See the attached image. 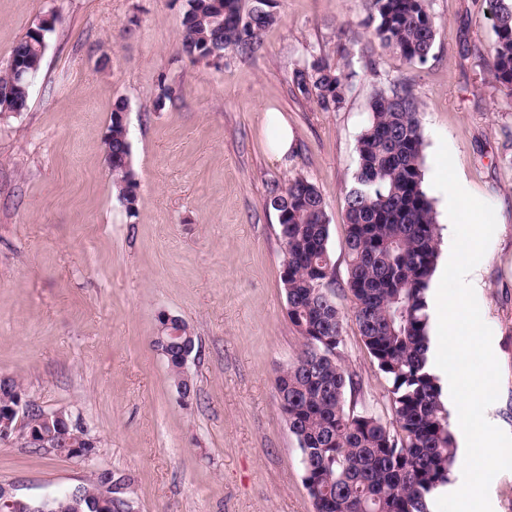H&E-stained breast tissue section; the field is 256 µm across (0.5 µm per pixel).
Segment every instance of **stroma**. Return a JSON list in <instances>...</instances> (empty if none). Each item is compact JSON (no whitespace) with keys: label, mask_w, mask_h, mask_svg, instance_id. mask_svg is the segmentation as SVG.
Returning a JSON list of instances; mask_svg holds the SVG:
<instances>
[{"label":"stroma","mask_w":512,"mask_h":512,"mask_svg":"<svg viewBox=\"0 0 512 512\" xmlns=\"http://www.w3.org/2000/svg\"><path fill=\"white\" fill-rule=\"evenodd\" d=\"M184 0H0V71L40 19L52 21L23 112L0 114V375L27 400L79 417L95 467L0 443V483L23 497L89 484L95 468L131 480L137 512H315L275 388L301 340L280 279L284 244L274 188L310 179L326 203L329 249L346 274L345 194L372 91L408 79L421 104L425 175L446 142L464 188L490 204L496 229L479 263V307L501 368L487 420L512 433V97L467 47L494 40L487 0H431L438 23L425 64L378 50L343 105L295 93L294 68L340 64V26L362 0H277L254 53L221 66L181 52ZM174 99L160 101L162 86ZM139 184L135 214L118 201L105 138L116 100ZM293 134L270 160L263 112ZM195 336L181 398L154 348L158 318ZM343 364L362 386L355 409L392 416L386 384L354 322Z\"/></svg>","instance_id":"stroma-1"}]
</instances>
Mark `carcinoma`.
<instances>
[{
    "label": "carcinoma",
    "instance_id": "obj_1",
    "mask_svg": "<svg viewBox=\"0 0 512 512\" xmlns=\"http://www.w3.org/2000/svg\"><path fill=\"white\" fill-rule=\"evenodd\" d=\"M276 0H186L181 22L183 54L199 62L210 47L253 50L260 33L277 20ZM495 40L473 46L492 79L512 96V0H489ZM362 22L370 41L389 49L409 65L427 62L437 36L431 0H365ZM40 31L36 26L14 46L12 55L41 70ZM345 31L338 36L336 67L317 57L292 72V84L325 111L342 106L358 76L349 60ZM0 112L27 109L29 89L0 76ZM128 104L112 109V177L117 199L134 215L138 182L133 168L126 120ZM369 117L357 139V167L346 193L344 281L336 279L329 252L325 201L308 178L300 176L279 191L270 206L278 214L284 244L281 281L288 319L302 346L276 380L281 409L299 445L303 485L315 512H430L429 500L452 482L457 461L456 438L442 400L440 379L427 367L430 320L427 293L440 256V228L433 202L424 188L425 157L422 112L412 84L390 79L376 88L368 103ZM348 292L359 336L385 379L392 421L357 412L348 397L360 383L342 364L345 315L338 308L336 288ZM179 388L190 390L182 371L180 348L165 356ZM25 396L11 377L0 379V415ZM37 408L26 419L24 437L35 445L50 432ZM56 442L52 453L79 460L87 451ZM99 482L84 488L80 508L71 505V491L29 502L32 512H90Z\"/></svg>",
    "mask_w": 512,
    "mask_h": 512
}]
</instances>
